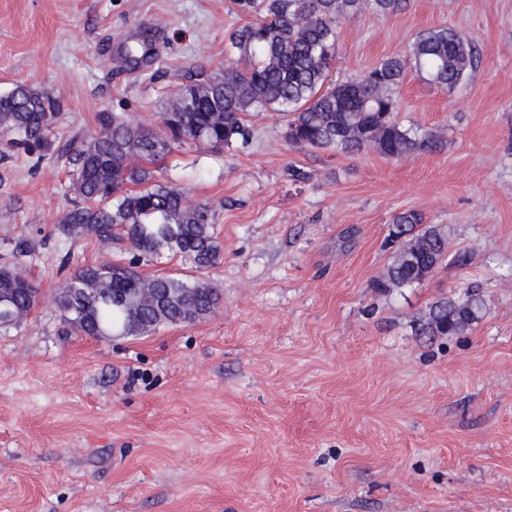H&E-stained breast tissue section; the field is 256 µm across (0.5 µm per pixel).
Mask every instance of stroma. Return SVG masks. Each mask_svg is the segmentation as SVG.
<instances>
[{"instance_id":"obj_1","label":"stroma","mask_w":512,"mask_h":512,"mask_svg":"<svg viewBox=\"0 0 512 512\" xmlns=\"http://www.w3.org/2000/svg\"><path fill=\"white\" fill-rule=\"evenodd\" d=\"M246 21L233 0H0V94L27 84L61 112L40 167L0 160V266L26 240L40 291L0 330V512H512V0H407L340 24L336 80L433 26L471 38L463 84L411 69L399 89V122L442 137L441 152L300 149L272 111L247 116V143L175 148L162 168L211 207L223 255L198 270L163 250L137 270L212 284L214 314L109 339L62 320V258L130 254L63 243L59 149L101 112L161 129L182 85L229 67L224 39ZM141 24L155 60L131 71ZM407 209L445 230L448 256L384 292L373 283ZM471 286L479 323L419 335L432 305Z\"/></svg>"}]
</instances>
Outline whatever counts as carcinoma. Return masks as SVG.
<instances>
[{
	"mask_svg": "<svg viewBox=\"0 0 512 512\" xmlns=\"http://www.w3.org/2000/svg\"><path fill=\"white\" fill-rule=\"evenodd\" d=\"M405 0H236L251 21L224 44L229 60L243 63L203 82L185 84L163 112L159 133L121 113L100 112L99 130L74 138L65 154L71 187L79 201L63 211L57 226L67 240L94 235L120 241L140 258L165 249L197 269L214 265L223 253L214 216L205 205L190 206L173 180L157 173L158 162L182 143L212 148L246 140L245 116L255 111L289 116L286 140L293 146L341 155L368 149L394 159L442 150L431 132L418 133L393 119L407 69L427 82L453 89L476 69V49L461 31L446 25L420 31L403 54L382 60L367 74L333 80L338 27L365 7L382 14L402 10ZM153 59L145 43L130 46L126 64ZM59 103L28 85L0 95V137L5 148L40 165L53 143ZM390 236L398 248L386 276L374 287L389 291L431 276L448 249V236L408 210L394 216ZM220 290L184 275L145 278L135 267L104 261L83 265L63 277L55 305L74 332L89 336H147L162 326L191 324L216 310ZM38 302V288L16 262L0 268V305L19 325ZM480 292L466 289L431 307L418 324L429 336L459 334L483 317Z\"/></svg>",
	"mask_w": 512,
	"mask_h": 512,
	"instance_id": "carcinoma-1",
	"label": "carcinoma"
}]
</instances>
